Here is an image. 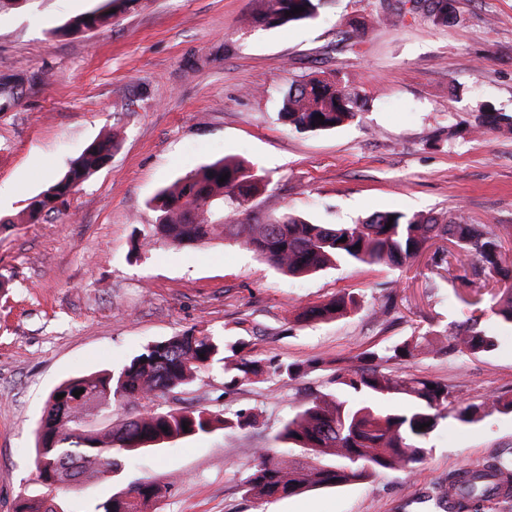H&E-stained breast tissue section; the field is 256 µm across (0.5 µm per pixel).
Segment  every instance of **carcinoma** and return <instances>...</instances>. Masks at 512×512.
<instances>
[{"label": "carcinoma", "mask_w": 512, "mask_h": 512, "mask_svg": "<svg viewBox=\"0 0 512 512\" xmlns=\"http://www.w3.org/2000/svg\"><path fill=\"white\" fill-rule=\"evenodd\" d=\"M133 0H106V11L71 18L62 30L77 32L108 24L111 10ZM329 0H268L262 22L270 27L311 22ZM296 7L299 14L286 15ZM364 98L338 81L302 76L289 84L282 97L279 119L300 132L330 131L355 117ZM324 116L319 124L315 116ZM115 135L90 143L66 174L27 205L29 219L44 211H57L78 184L91 176L111 156ZM225 182H219L222 175ZM262 177L232 157L190 171L153 199L156 212L153 236L174 245L203 244L226 237L254 251L271 267L292 277L316 273L337 264L350 266H403L414 260L435 238L455 243L465 256L481 265L486 279L504 283L492 313L512 324V275L503 267L505 235L490 225L469 224L463 216H436L398 210L375 212L355 224H316L284 212L262 224L249 223L253 199L266 190ZM391 227H386V224ZM358 308L355 299L338 296L326 303L302 308L300 322L330 320ZM425 336H412L392 347L388 359L404 364L429 348ZM494 346L492 337L469 317L453 337L451 351L476 356ZM224 341L200 331L149 344L118 371H101L69 378L50 393L37 429L36 481L40 494L21 500L16 512H60V495L77 485L89 472L108 473L118 457L179 437L211 432L218 426L245 429L256 426L251 412L238 411L229 418L206 408L166 410L145 408L120 423L112 422L115 399L133 407L159 395L189 385L200 370L223 363L225 385L248 382L266 373L292 381L316 364L259 362L225 354ZM379 358L367 349L358 355L364 365L336 375V392L326 393L299 410L283 425L278 438L299 448L300 458L276 461L269 449L259 453V464L248 477L246 493L258 498H287L303 492L368 481L384 470L408 468L422 461L426 440L439 421L453 411L461 423L481 421L494 410L512 409V400L487 399L480 405L458 402L448 407V385L420 377H400L371 366ZM84 389L83 402L70 406L56 398L73 397ZM403 395L406 402L395 410L380 402ZM425 428H419V425ZM168 431H163V428ZM156 480L140 483L133 494L114 497L95 506L94 512H146L165 496ZM512 493V463L491 460L480 468H461L446 478L441 493L444 505L465 512L483 507Z\"/></svg>", "instance_id": "obj_1"}]
</instances>
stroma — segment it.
<instances>
[{"label":"stroma","mask_w":512,"mask_h":512,"mask_svg":"<svg viewBox=\"0 0 512 512\" xmlns=\"http://www.w3.org/2000/svg\"><path fill=\"white\" fill-rule=\"evenodd\" d=\"M104 0H27L0 12V512L37 494L35 430L66 379L119 369L145 345L195 328L263 364L315 362L283 382L262 376L229 387L222 364L197 373L154 406L245 409L255 427L220 428L129 453L120 467L67 489L68 512L125 495L156 478L168 488L148 512H437L449 473L512 457V412L473 424L442 420L424 461L369 481L284 499L245 492L259 449L287 458L278 434L360 352L412 335L433 339L384 372L447 384L449 398H512V327L454 295L473 261L451 250L442 275L432 249L410 268L342 266L281 275L230 240L172 246L152 235V199L184 173L231 155L269 179L257 218L292 212L353 224L376 211L463 215L506 233L512 250V0H449L436 23L401 0H331L311 23L269 28L267 0H133L103 27L62 34ZM359 28L355 45L338 31ZM322 73L364 95L344 126L297 132L278 118L297 76ZM119 144L62 211L22 221L29 201L107 132ZM349 294L358 309L333 321H297L301 308ZM388 312L374 316V308ZM495 345L478 357L448 349L463 316Z\"/></svg>","instance_id":"1"}]
</instances>
